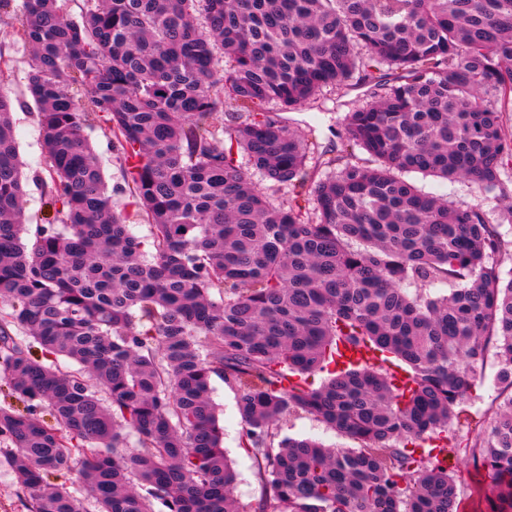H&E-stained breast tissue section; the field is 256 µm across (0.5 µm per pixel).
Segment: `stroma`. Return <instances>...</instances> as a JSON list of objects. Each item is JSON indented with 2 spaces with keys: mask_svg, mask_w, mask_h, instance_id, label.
Listing matches in <instances>:
<instances>
[{
  "mask_svg": "<svg viewBox=\"0 0 512 512\" xmlns=\"http://www.w3.org/2000/svg\"><path fill=\"white\" fill-rule=\"evenodd\" d=\"M19 9L11 7L0 14V94L9 98L13 106L16 145L24 163V208L28 223L41 224L52 217L46 205L51 184V168L43 149L42 132L38 121L39 107L27 89L31 70V52L28 44L17 33ZM381 92L373 82L354 75L335 92L309 101L297 109L277 112V119L288 130L308 140L311 153L306 167L307 181L302 191L277 185L258 172L250 177L255 187L270 200L288 204L300 200L312 206L314 185L345 164L372 165L373 159L364 150H343L340 133L346 113L357 103L379 99ZM84 134L93 145L105 180L112 191V205L121 212L131 232L142 241H149V220L143 211L128 203L123 165L116 149L113 133L96 119L88 120ZM412 181L425 192L443 197L454 205L478 206L491 223L502 233V244L497 256L503 278L512 277V224L503 222L502 206L512 201V170L504 169L499 191L488 193L464 181H443L419 173ZM499 368L495 346L487 348V362L482 377L466 399L470 424L460 427L458 436L475 438L478 428L489 425L495 418L501 402L500 388L495 381ZM211 399L216 407L219 423L224 428V449L237 473L235 495L246 506L256 505L265 494L263 483L256 476L253 463L239 447L244 424L238 410L237 391L220 378H213ZM283 435L294 439H313L330 448L353 447V440L330 428L313 415L296 410L287 414L282 422ZM448 471L456 480L458 497L456 512H489L483 483L485 476L471 461L447 453Z\"/></svg>",
  "mask_w": 512,
  "mask_h": 512,
  "instance_id": "stroma-1",
  "label": "stroma"
}]
</instances>
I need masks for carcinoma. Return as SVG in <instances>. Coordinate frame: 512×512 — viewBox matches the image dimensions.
<instances>
[{"label": "carcinoma", "mask_w": 512, "mask_h": 512, "mask_svg": "<svg viewBox=\"0 0 512 512\" xmlns=\"http://www.w3.org/2000/svg\"><path fill=\"white\" fill-rule=\"evenodd\" d=\"M19 25L54 208L25 223L0 94V379L24 403L0 406V443L28 512H86L49 481L73 470L98 512H240L214 375L238 392L240 448L266 486L254 512H455L439 456L493 340L504 402L454 450L512 512L500 234L481 208L408 179L492 191L512 166V0H84L78 19L22 0ZM359 65L398 73L341 137L379 165L318 182L311 214L274 205L234 152L269 181L304 184L303 142L265 107L300 105ZM225 99L248 112L228 146L209 123ZM89 110L152 220L149 256L112 208ZM317 372L329 378L315 388ZM292 409L360 447L280 437Z\"/></svg>", "instance_id": "cac0c4a2"}]
</instances>
